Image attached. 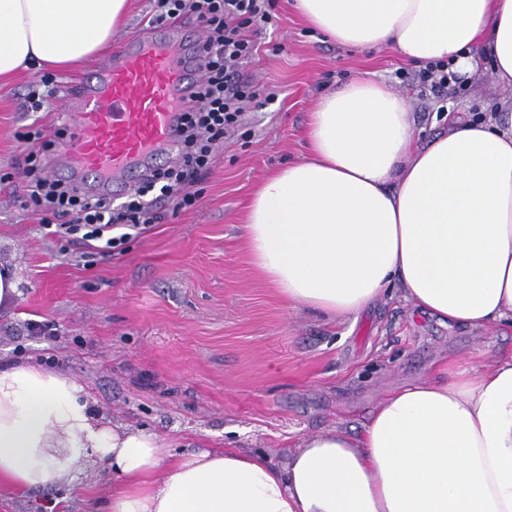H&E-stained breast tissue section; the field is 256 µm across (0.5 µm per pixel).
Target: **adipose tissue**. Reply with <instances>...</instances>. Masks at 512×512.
<instances>
[{
  "label": "adipose tissue",
  "mask_w": 512,
  "mask_h": 512,
  "mask_svg": "<svg viewBox=\"0 0 512 512\" xmlns=\"http://www.w3.org/2000/svg\"><path fill=\"white\" fill-rule=\"evenodd\" d=\"M129 0H0V79L107 47ZM338 45L489 62L512 87V0H294ZM420 143L406 98L352 81L309 116L307 154L268 174L244 224L252 263L295 307L351 316L391 293L442 323L512 328V103L448 112ZM94 459L107 512H512V355L446 360L387 392L360 433L305 438L284 467L235 449L168 458L157 436L95 418L62 373L0 368V485L51 488Z\"/></svg>",
  "instance_id": "obj_1"
}]
</instances>
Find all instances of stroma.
<instances>
[{
    "instance_id": "35a3bbf8",
    "label": "stroma",
    "mask_w": 512,
    "mask_h": 512,
    "mask_svg": "<svg viewBox=\"0 0 512 512\" xmlns=\"http://www.w3.org/2000/svg\"><path fill=\"white\" fill-rule=\"evenodd\" d=\"M272 25L244 76L274 99L245 129L216 143L196 206L163 211L121 252L85 258L46 233L23 191L26 132L67 134L58 99L32 110L38 71L0 80V260L15 266L17 304L0 317V364L22 363L82 383L104 424L154 433L173 454L236 448L285 465L309 435L361 429L389 390L428 376L444 359L491 368L512 354V329L449 326L398 297L353 316L288 305L252 264L244 235L250 198L272 170L302 159L308 114L322 94L359 79L405 95L418 138L436 112L512 100L485 74L433 95L411 80L419 64L393 50L359 51L324 38L292 0H269ZM112 472L100 464L55 488H0V512H104Z\"/></svg>"
}]
</instances>
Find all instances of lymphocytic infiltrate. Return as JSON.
<instances>
[{"instance_id": "1", "label": "lymphocytic infiltrate", "mask_w": 512, "mask_h": 512, "mask_svg": "<svg viewBox=\"0 0 512 512\" xmlns=\"http://www.w3.org/2000/svg\"><path fill=\"white\" fill-rule=\"evenodd\" d=\"M154 22L197 21L205 38L200 53L203 81L193 104L184 110L181 147L174 168L150 172L128 194L120 208L109 198L88 196L68 182L44 176L43 152L31 156L27 182L30 205L58 217L56 234L79 243L96 242L109 253L133 234L151 230L163 208L173 212L194 207L189 190L208 168L212 145L244 122L247 112L260 107L263 89L240 73L256 49L252 29L270 24L262 0H154Z\"/></svg>"}]
</instances>
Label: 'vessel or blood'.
<instances>
[{
    "label": "vessel or blood",
    "instance_id": "b4317fda",
    "mask_svg": "<svg viewBox=\"0 0 512 512\" xmlns=\"http://www.w3.org/2000/svg\"><path fill=\"white\" fill-rule=\"evenodd\" d=\"M180 24L134 34L106 58L76 96H64L70 133L50 158L88 191L109 196L130 189L157 159H175L183 98L199 75Z\"/></svg>",
    "mask_w": 512,
    "mask_h": 512
}]
</instances>
